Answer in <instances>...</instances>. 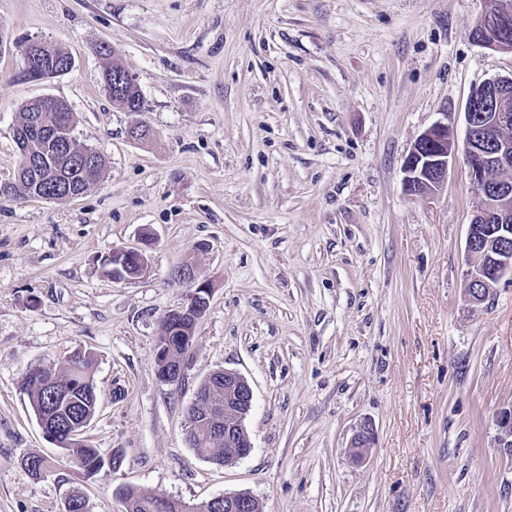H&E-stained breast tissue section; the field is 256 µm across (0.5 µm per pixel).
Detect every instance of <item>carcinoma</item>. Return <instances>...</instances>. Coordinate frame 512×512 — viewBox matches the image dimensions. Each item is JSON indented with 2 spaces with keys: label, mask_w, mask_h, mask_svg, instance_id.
Masks as SVG:
<instances>
[{
  "label": "carcinoma",
  "mask_w": 512,
  "mask_h": 512,
  "mask_svg": "<svg viewBox=\"0 0 512 512\" xmlns=\"http://www.w3.org/2000/svg\"><path fill=\"white\" fill-rule=\"evenodd\" d=\"M99 53L112 59L104 73V85L120 84L119 95L114 100L129 112H141L144 102L139 88L130 84L126 76L129 70L116 57L110 45L99 46ZM55 133L61 140L73 135L75 118L69 109L54 106L48 98L36 99L22 108L21 119L15 129V141L18 149L32 155L43 149V139L33 131V122ZM98 160L96 170L88 176L81 167L68 160L53 161L51 169L46 171L47 178L35 183L27 170L18 169L14 181L3 185L0 193H5L18 200L25 199L28 191L39 186L54 193V198L62 199L68 191L85 192L96 183L106 167L105 159L95 154ZM197 325L193 321H183L177 325L162 323V334L157 337L156 347H164V353L173 360H180L182 350L179 339L196 333ZM94 357L87 351L76 352L62 367L37 364L30 367L22 380V390L27 394L31 408L37 417L50 415L56 421L58 447L63 450V458L73 467L92 477L106 468L110 471L120 469L121 457L113 453L103 456L98 449L83 440L69 437L72 424L87 425L96 414L97 397L93 380ZM224 376L216 372L203 381L199 391L212 406L224 407ZM195 426L200 443L195 447L196 453L219 464L224 463V438L214 434L208 417L200 412L195 417ZM30 475L40 480L52 472L51 464L42 456L30 454L23 460ZM123 505V512H190L192 507L176 500L158 497L132 486L117 489Z\"/></svg>",
  "instance_id": "cac0c4a2"
}]
</instances>
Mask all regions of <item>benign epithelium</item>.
<instances>
[{"mask_svg": "<svg viewBox=\"0 0 512 512\" xmlns=\"http://www.w3.org/2000/svg\"><path fill=\"white\" fill-rule=\"evenodd\" d=\"M480 31H472V41L487 50L499 51L502 41L512 32V0H501L498 10L484 14ZM23 54L26 57V76L42 81L62 75L54 67L34 68L36 62L52 54L51 43L32 41ZM512 74L496 76L476 87L464 112L465 138L458 141L448 124L439 121L426 129L414 143L403 164V185L414 195L438 194L448 179V167L458 155H463L469 177L482 195V204L474 214L466 237L468 268L464 279L466 300L480 305L493 288L509 274L512 276V182L491 184L487 178L489 166L512 170ZM112 263V278L133 280L142 274L147 263L145 250L138 247L114 249L105 255ZM178 280L195 284L187 303L169 312L168 317H194L209 304L211 284L195 276L194 271L179 269ZM253 392L243 376L224 371V414L212 417L213 423L224 425V437L229 447L224 449V464L229 465L245 457L251 449L243 421L249 413ZM500 430L498 447L512 454V407L501 410L497 416ZM376 435L372 425L356 427L348 446L349 460L359 464L374 447ZM224 501V512H241L252 506L256 497L248 492L218 497Z\"/></svg>", "mask_w": 512, "mask_h": 512, "instance_id": "7a95c632", "label": "benign epithelium"}]
</instances>
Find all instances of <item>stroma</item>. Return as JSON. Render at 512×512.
Returning <instances> with one entry per match:
<instances>
[{
    "mask_svg": "<svg viewBox=\"0 0 512 512\" xmlns=\"http://www.w3.org/2000/svg\"><path fill=\"white\" fill-rule=\"evenodd\" d=\"M494 0H0V184L15 178L20 111L67 101L74 137L106 160L72 200L0 196V512H122L130 484L198 504L246 491L262 512H512V279L464 299L468 226L481 205L463 160L434 197L402 166L438 121L464 136L471 91L512 73V50L470 32ZM47 40L73 69L22 75ZM110 43L145 101L103 86ZM144 123L149 140L132 139ZM150 236L132 281L101 258ZM212 284L182 383L155 341L191 284ZM95 357L84 433L118 471L85 476L48 440L21 388L29 367ZM253 391L251 451L196 454L185 409L215 370ZM365 463L347 448L361 423ZM37 453L54 473L22 464ZM376 435L372 425L361 423L356 427L348 446V457L352 463L365 461L370 448L374 447Z\"/></svg>",
    "mask_w": 512,
    "mask_h": 512,
    "instance_id": "obj_1",
    "label": "stroma"
}]
</instances>
